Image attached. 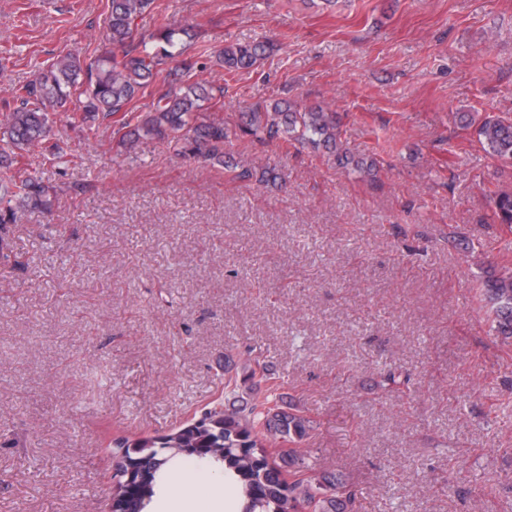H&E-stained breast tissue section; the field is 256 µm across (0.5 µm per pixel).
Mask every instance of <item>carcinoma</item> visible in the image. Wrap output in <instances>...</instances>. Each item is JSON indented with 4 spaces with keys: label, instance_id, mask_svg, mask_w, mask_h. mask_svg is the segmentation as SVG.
Instances as JSON below:
<instances>
[{
    "label": "carcinoma",
    "instance_id": "cac0c4a2",
    "mask_svg": "<svg viewBox=\"0 0 512 512\" xmlns=\"http://www.w3.org/2000/svg\"><path fill=\"white\" fill-rule=\"evenodd\" d=\"M155 8L156 0H110L109 48L89 62L77 54L59 56L34 80L14 89L21 105L0 117V251L7 247V225L17 222L19 210L51 207L52 188L14 166L45 143L49 117L62 108L72 107V119L83 124L99 115L112 119L118 144L125 149L150 138L183 157L224 163V122L203 115L205 104H224V87L194 80L201 66L197 58L186 56L182 36L189 31L168 28L135 40L137 21ZM265 51L260 44H237L218 51L216 61L230 72L248 70ZM173 60L177 64L167 68ZM162 72L166 89L157 92L149 111L133 115V101ZM465 123L475 127L489 154L512 161V121L488 115ZM240 132L334 150L338 160L355 163V171H372V165L353 161L341 148L336 112L328 105L302 111L286 100L257 105L245 113ZM492 212L495 223L512 230V191L495 193ZM484 295L492 303L496 332L512 338V273L490 281ZM249 379L258 392L247 412L213 407L161 436L115 443L114 478L123 481L128 467L144 466L142 489L124 500L123 512H148L169 474L187 460L200 472L226 477L224 483L233 486L239 503L236 512H350L352 494L343 480L306 463L301 445L313 421L279 409L273 398L276 377L265 363L254 360Z\"/></svg>",
    "mask_w": 512,
    "mask_h": 512
}]
</instances>
